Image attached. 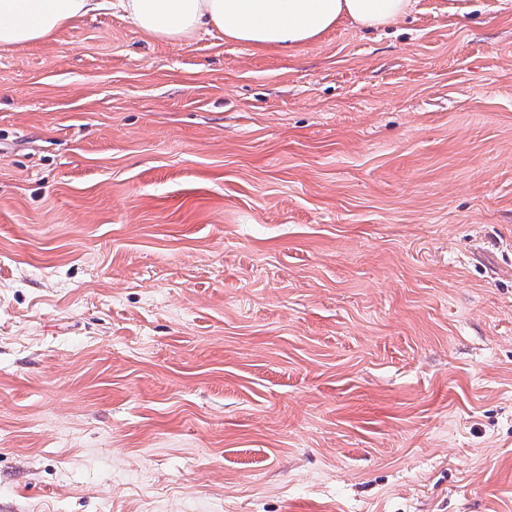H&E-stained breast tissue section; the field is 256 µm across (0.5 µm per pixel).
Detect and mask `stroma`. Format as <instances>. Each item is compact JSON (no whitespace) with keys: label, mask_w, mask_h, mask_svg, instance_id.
Listing matches in <instances>:
<instances>
[{"label":"stroma","mask_w":512,"mask_h":512,"mask_svg":"<svg viewBox=\"0 0 512 512\" xmlns=\"http://www.w3.org/2000/svg\"><path fill=\"white\" fill-rule=\"evenodd\" d=\"M0 512H512V0L0 47Z\"/></svg>","instance_id":"1"}]
</instances>
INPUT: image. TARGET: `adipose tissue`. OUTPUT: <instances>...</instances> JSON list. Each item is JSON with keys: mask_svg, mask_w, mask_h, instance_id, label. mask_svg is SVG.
Returning a JSON list of instances; mask_svg holds the SVG:
<instances>
[{"mask_svg": "<svg viewBox=\"0 0 512 512\" xmlns=\"http://www.w3.org/2000/svg\"><path fill=\"white\" fill-rule=\"evenodd\" d=\"M109 3L157 40L176 43L214 30L259 51L288 54L341 21L376 30L411 7V0H0V46L43 42Z\"/></svg>", "mask_w": 512, "mask_h": 512, "instance_id": "obj_1", "label": "adipose tissue"}]
</instances>
